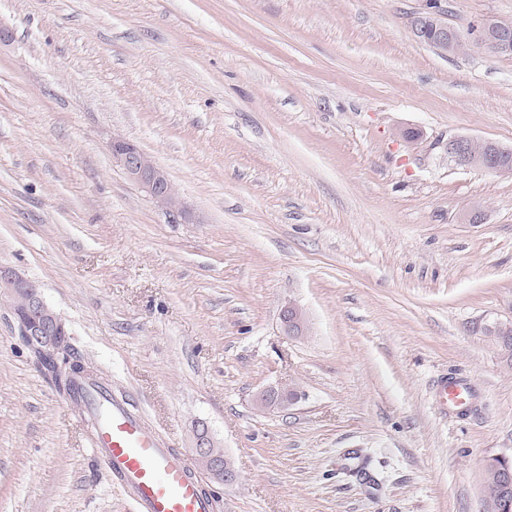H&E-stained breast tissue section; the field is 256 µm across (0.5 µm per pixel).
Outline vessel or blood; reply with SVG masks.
Instances as JSON below:
<instances>
[{
    "mask_svg": "<svg viewBox=\"0 0 512 512\" xmlns=\"http://www.w3.org/2000/svg\"><path fill=\"white\" fill-rule=\"evenodd\" d=\"M83 394L98 407L89 445L113 482L131 495L137 512H213V501L187 460L165 447L142 415L126 403L105 402L104 391L93 382L85 383ZM469 395L466 379L443 381L439 391L443 411L462 409Z\"/></svg>",
    "mask_w": 512,
    "mask_h": 512,
    "instance_id": "vessel-or-blood-1",
    "label": "vessel or blood"
}]
</instances>
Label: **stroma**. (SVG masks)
<instances>
[{
	"label": "stroma",
	"mask_w": 512,
	"mask_h": 512,
	"mask_svg": "<svg viewBox=\"0 0 512 512\" xmlns=\"http://www.w3.org/2000/svg\"><path fill=\"white\" fill-rule=\"evenodd\" d=\"M459 28L512 0H447ZM422 0H0V265L185 458L206 424L237 482L215 512H487L512 454V55L443 54ZM419 137L406 142L403 133ZM163 167L177 224L112 162ZM305 311V336L280 314ZM472 386L448 417L441 380ZM299 401L259 412L265 385ZM83 406L0 299V512H134ZM473 139L465 136L454 137L448 139V156L459 166L464 168H476L489 173L497 175L512 176V164L504 162L500 157V152H505L500 145L492 141H486L487 145L493 148L485 157L480 161H476L467 152L466 147ZM281 322L288 336L299 337L304 335L306 330V317L300 306L294 303H288L282 310ZM489 473L497 480L501 489L505 492L512 491V459L495 457L487 463ZM495 482L488 483L486 493L488 497H498L499 487Z\"/></svg>",
	"instance_id": "35a3bbf8"
}]
</instances>
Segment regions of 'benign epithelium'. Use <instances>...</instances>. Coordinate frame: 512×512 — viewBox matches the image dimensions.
Returning a JSON list of instances; mask_svg holds the SVG:
<instances>
[{"instance_id":"1","label":"benign epithelium","mask_w":512,"mask_h":512,"mask_svg":"<svg viewBox=\"0 0 512 512\" xmlns=\"http://www.w3.org/2000/svg\"><path fill=\"white\" fill-rule=\"evenodd\" d=\"M414 37L432 44V47L446 54L454 52L461 44H474L490 56L512 54V20L486 17L469 24L463 32L448 24V7L445 0H425V7L409 21ZM472 139L465 136L448 140V156L459 166L476 168L497 175L512 176V164L503 161V148L492 141L487 142L491 151L484 159L477 161L470 156L466 147ZM112 160L126 176L139 185L152 200L176 222H190L193 215L176 192L165 172L138 145L123 138L112 139ZM0 295L6 296L11 304L20 335L30 350L38 354H54L64 347L63 339L68 335L61 317L42 298L39 287L33 282L0 267ZM285 333L292 337L304 335L306 317L303 309L290 303L281 313ZM299 399L291 390L279 384H270L257 393L255 408L265 412L284 409ZM212 436L208 428H200L193 443L192 452L196 464L215 479L226 483L237 480L233 464H225L211 455ZM489 473L505 492L512 491V459L495 457L487 463Z\"/></svg>"}]
</instances>
